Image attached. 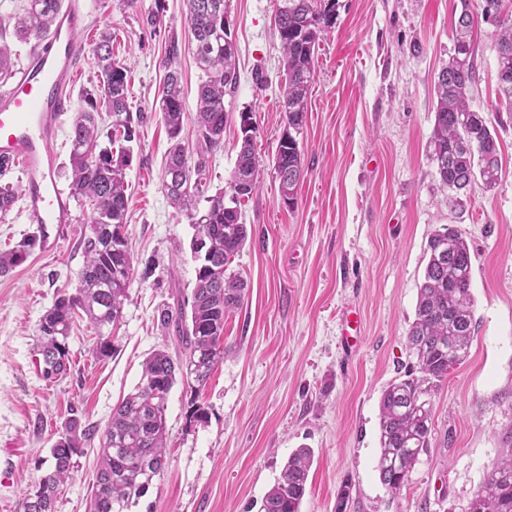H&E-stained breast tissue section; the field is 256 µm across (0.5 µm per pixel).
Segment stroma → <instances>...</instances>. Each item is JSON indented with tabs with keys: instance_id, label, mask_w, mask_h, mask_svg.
<instances>
[{
	"instance_id": "stroma-1",
	"label": "stroma",
	"mask_w": 512,
	"mask_h": 512,
	"mask_svg": "<svg viewBox=\"0 0 512 512\" xmlns=\"http://www.w3.org/2000/svg\"><path fill=\"white\" fill-rule=\"evenodd\" d=\"M83 43L111 33L129 68L131 112L139 129L125 171L124 233L135 276L113 350L94 352L98 335L76 321L66 375L46 380L37 325L56 297L73 292L84 264L80 241L88 207L74 205L52 248L27 247L36 230L22 203L0 220V252L26 247L0 276V512L20 504L43 476L70 410L104 430L113 408L138 383L156 349H176L158 321L162 308L190 299L194 227L162 188L170 146L158 110L165 51L178 37L186 146L196 144V100L205 74L194 56L186 0H78ZM275 0H229L227 32L237 49L239 85L224 106L220 149L207 156L211 190L228 189L239 115L257 126L256 151L272 159L284 130L282 53ZM461 0H336L322 32L298 140L305 176L296 203L283 204L266 168L241 220L252 230L233 270L248 284L243 305L224 321L226 353L206 386L176 383L166 410L170 463L132 512H252L289 454L314 452L300 512H336L351 483L347 512H467L488 473L512 455V112L497 95L496 28L475 30L478 80L471 107L496 134L502 178L475 185L464 206L444 201L429 158L435 81L453 53ZM263 70L264 86L255 83ZM456 227L475 253L477 331L467 359L432 397L433 440L399 496L376 470L379 401L413 362L406 334L415 317L427 242ZM357 310L361 334L343 345L341 321ZM207 411L188 419L191 404ZM98 440L77 456L55 512H88Z\"/></svg>"
}]
</instances>
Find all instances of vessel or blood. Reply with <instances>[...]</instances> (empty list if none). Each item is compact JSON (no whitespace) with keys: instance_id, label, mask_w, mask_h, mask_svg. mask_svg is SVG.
I'll use <instances>...</instances> for the list:
<instances>
[{"instance_id":"b4317fda","label":"vessel or blood","mask_w":512,"mask_h":512,"mask_svg":"<svg viewBox=\"0 0 512 512\" xmlns=\"http://www.w3.org/2000/svg\"><path fill=\"white\" fill-rule=\"evenodd\" d=\"M86 26L78 9L61 10L48 35L30 49L10 86L0 91V158L26 172L23 210L44 242L50 228L72 219V194L56 176L58 143Z\"/></svg>"}]
</instances>
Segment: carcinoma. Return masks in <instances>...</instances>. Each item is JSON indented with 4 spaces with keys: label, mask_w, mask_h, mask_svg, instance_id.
I'll return each instance as SVG.
<instances>
[{
    "label": "carcinoma",
    "mask_w": 512,
    "mask_h": 512,
    "mask_svg": "<svg viewBox=\"0 0 512 512\" xmlns=\"http://www.w3.org/2000/svg\"><path fill=\"white\" fill-rule=\"evenodd\" d=\"M273 22L283 56L285 86L281 111L285 131L293 133L288 145L278 144L272 158L282 186L296 188L304 174L300 134L307 109V94L314 77V55L325 29L322 8L335 0H276ZM483 19L497 26L498 70L511 75L499 83L502 99L512 105V14L504 0H478ZM63 0H26L23 12L0 16V37L7 28L21 43L35 45L51 29ZM228 0H188V22L195 56L206 79L197 96L199 140L196 155L181 142L184 102L179 72L173 68L181 53L177 39L166 49L167 74L160 96L161 122L171 147L165 159L164 192L173 207L188 213L195 234L191 253L196 263L195 288L190 311L181 306L164 308L159 321L172 327L180 351L173 357L165 349L154 351L143 364L133 392L112 409V418L97 448L96 482L89 512H129L168 468L167 396L176 377L190 388L204 386L215 366L224 359V318L244 303L246 283L230 267L248 241L251 230L240 221L242 200L255 191L263 162L256 153L257 128L240 131L239 151L230 185L249 184L241 198L225 200L224 191L208 193L206 154L221 147L227 113L225 97L239 83L235 54L224 50ZM474 14L462 0L454 35L453 54L435 83L436 107L431 160L442 189L457 204L469 193L471 172L479 169L483 185L496 186L501 177L498 141L485 117L470 107V90L476 84L475 46L471 39ZM99 68L98 84L82 90V105L71 124L69 166L71 189L90 206V234L81 241L84 264L78 286L58 296L38 324L43 375L52 378L67 371L66 346L71 324L82 312L97 331L96 352L111 353L113 344L104 329L117 323L134 276V257L121 233L127 223L128 196L125 170L136 137L130 112L129 70L112 58V33L101 34L92 44ZM112 117L108 130L99 126L100 112ZM107 138L108 145H101ZM16 200L14 187L0 184V219ZM204 201V210L196 209ZM26 251L0 252V276L25 258ZM428 261L418 287L415 318L406 343L415 365L405 378L392 382L379 402L376 468L380 482L393 496L400 494L410 471L431 446L430 396L462 364L476 332L472 294L473 251L462 234L443 226L427 243ZM92 429L73 415L47 459L48 469L23 501V512H55L60 486L75 468L73 458L83 453V441ZM313 453L298 448L289 456L258 512H300ZM468 512H512V457L502 460L487 476Z\"/></svg>",
    "instance_id": "1"
}]
</instances>
